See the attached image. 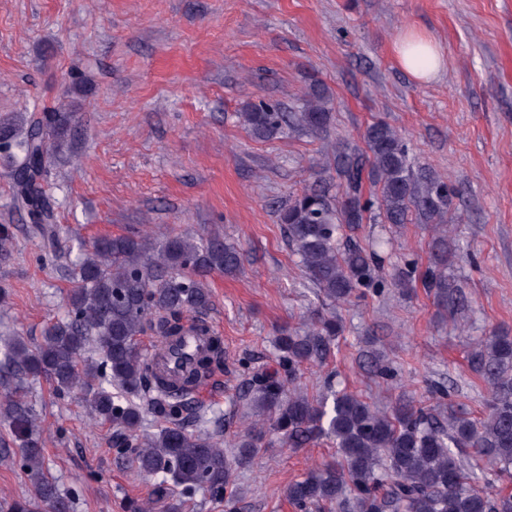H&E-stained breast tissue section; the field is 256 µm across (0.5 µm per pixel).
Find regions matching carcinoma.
<instances>
[{"label":"carcinoma","instance_id":"obj_1","mask_svg":"<svg viewBox=\"0 0 512 512\" xmlns=\"http://www.w3.org/2000/svg\"><path fill=\"white\" fill-rule=\"evenodd\" d=\"M75 112L12 113L0 117V158L11 167L15 207L28 217L33 235H55L54 202L48 193L43 151L62 144ZM254 139L267 141L285 129L326 133L332 123L326 88L309 84L285 111L278 103L250 102L239 113ZM366 150L337 141L321 172L335 173L329 188H304L281 210L279 221L295 247L305 277L332 303L348 302L374 288L382 256L352 238L373 219L382 224H429L430 266L422 283L439 313L455 315L460 284L448 273L460 251L448 234L454 222V188L430 171L413 168L400 133L379 120L363 134ZM374 190L365 192V183ZM14 245L11 225H0V260ZM243 254L218 236L138 231L106 237L75 257L67 315L50 325L35 348L17 338L3 352L5 372L23 381L44 377L58 395L81 390L91 414L112 424V450L137 470L158 479L156 500L168 512H182L186 499L204 489L215 501L233 500L235 468L277 435L292 448L320 438L336 447V459L293 481L285 491L299 512H512V493L494 487L512 480V336L493 330L475 342L468 362L486 385L481 416L473 417L439 387L435 405L400 402L381 410L341 390L311 398L296 385L301 367L324 361L340 329L333 316H319L303 336L282 328L276 338L279 369L255 374L245 400L253 420L224 452L223 435L201 427L204 416L190 388L224 363L220 337L193 358L182 385L172 388L157 375L141 348L147 335L177 337L187 328L209 335L199 314L211 309L205 278L233 274ZM417 266L407 262L394 283L414 287ZM93 351L88 355L87 351ZM155 431L142 432L147 417ZM0 417L23 433L16 449L0 454L18 459L29 496L8 504V512H72V497L60 492L46 467L38 415L14 388L0 393ZM485 473L476 481L474 470Z\"/></svg>","mask_w":512,"mask_h":512}]
</instances>
